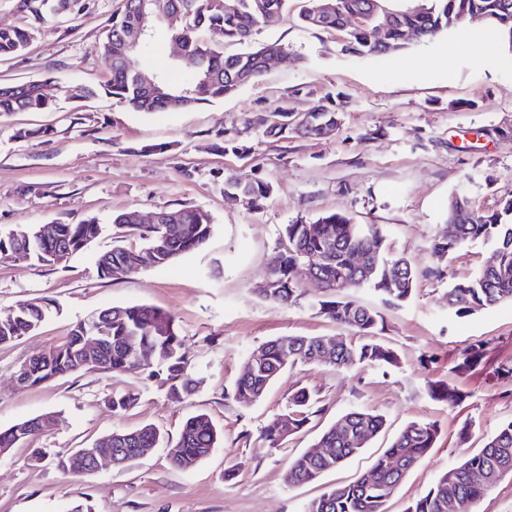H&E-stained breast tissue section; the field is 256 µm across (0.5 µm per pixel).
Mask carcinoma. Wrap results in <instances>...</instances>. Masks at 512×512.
<instances>
[{"label":"carcinoma","instance_id":"carcinoma-1","mask_svg":"<svg viewBox=\"0 0 512 512\" xmlns=\"http://www.w3.org/2000/svg\"><path fill=\"white\" fill-rule=\"evenodd\" d=\"M342 12L333 14L323 24L313 16V0H304L300 14L309 29L343 31L346 41L342 51L353 55H388L405 49L407 33L416 32L419 39H431L463 22L464 12L484 15L489 27L512 45V0H427L429 5L393 13L391 24L381 27L385 11L381 0H340ZM288 0H153L147 5L150 24L157 29L168 16L178 14L182 23L167 28L172 39L181 42V60L172 69L184 74L180 82L169 74L129 67V39L139 18V0H124L120 13L112 16L97 52L104 60L109 79L103 91L139 112L192 108L212 98L237 91L260 77L277 43L264 44L245 52L226 55L224 45L250 42L255 29L279 18ZM79 0H19V9L35 24L45 13H72ZM363 17L361 25L347 26L352 15ZM34 27L0 28V57L14 56L25 50ZM58 98L56 81L46 78L18 85L0 86V116L11 112H45ZM281 123L266 128V133L287 139L293 134L312 139L321 138L340 125V114L324 108L308 112L304 125L289 114L280 116ZM272 187L266 182L245 176L224 180V195L244 197L252 203L267 198ZM160 225L139 223L140 212L126 211L112 216V224L127 236L142 241L139 247L115 248L97 256L101 276L120 280L143 270L165 266L176 258L202 247L212 231L210 217L202 211L184 207L162 208ZM448 222L454 233L433 239L430 254L433 266L427 273L437 280L448 277V263L457 251L474 245L489 246L498 254L495 265H486L475 274L448 282V311L457 317L470 315L500 302L512 301V200L499 205L491 214L475 210L467 197L458 195L448 201ZM102 232L94 218L81 224H59L55 237L47 240L29 225L0 230V262L23 249L28 257L46 265L57 266L56 255L66 259L84 249ZM279 266L272 277L276 288H257L261 299L277 305H291L300 299L297 272L309 260H315L316 274L325 287V296L312 306L340 326L359 333V343L336 342L329 336H280L251 350L233 385L236 401L250 405L259 401L276 377L297 363L328 364L348 368L356 363L371 362L379 367L399 363L394 349L374 339L381 316L371 308L350 299L353 291L367 288L389 306L405 303L416 288L419 271L403 255L390 251L379 228L351 223L344 214L319 217L312 224H287ZM360 253L377 266V276L366 282L360 269L350 264L353 254ZM48 305L22 303L0 312V345L12 343L35 331L44 321ZM155 350L159 368L136 365L129 351L131 338ZM97 342L99 359L85 360L86 348ZM485 347L477 345L465 351L459 369L463 372L480 364ZM98 370L112 373L140 372L158 379L169 397L179 401L196 387L190 372V356L180 329L169 313L143 304L106 307L90 321L78 322L65 340L44 352L30 356L21 365L18 376L24 387H37L60 378ZM137 395L128 392L114 395L107 403L112 413L128 410ZM315 414L309 392L300 388L288 402V410L271 420L261 431L271 448L280 447L290 435L299 432ZM50 414L19 422L0 431V448H15L29 438L51 427ZM383 415L366 410L346 413L341 422L329 427L315 444L330 448L328 458H315L302 453L289 463L288 480L294 485L308 483L358 454L364 444L360 434L372 439L384 427ZM438 436L434 422H411L396 436L391 445L376 459L369 472L355 482L337 486L311 501L305 512H386L385 504L406 474L430 450ZM219 439L216 426L205 415L190 417L176 442L169 447L172 466L189 469L207 458ZM159 433L150 426L112 432V452L116 461L126 465L135 461L141 448L158 444ZM489 469L501 474L512 473V421L503 425L475 454L443 471L424 496L408 512H448V479H453L458 503L457 512H472V506L492 487L484 478Z\"/></svg>","mask_w":512,"mask_h":512}]
</instances>
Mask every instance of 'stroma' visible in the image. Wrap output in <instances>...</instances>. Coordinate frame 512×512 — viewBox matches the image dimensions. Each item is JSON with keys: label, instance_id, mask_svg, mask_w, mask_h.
I'll return each instance as SVG.
<instances>
[{"label": "stroma", "instance_id": "1", "mask_svg": "<svg viewBox=\"0 0 512 512\" xmlns=\"http://www.w3.org/2000/svg\"><path fill=\"white\" fill-rule=\"evenodd\" d=\"M301 5L294 0L251 39L281 44L285 59L235 93L186 110L144 113L88 96L109 76L96 47L123 0H83L79 12L38 25L21 54L0 58V86L50 76L66 89L53 111L0 117V227L89 218L104 226L67 266L22 257L0 262V311L23 302L51 305L36 331L0 345V430L44 413L56 418L29 447L0 457V512H67L79 503L92 512H304L325 491L366 473L409 422L430 421L438 428L434 448L387 504L388 512H407L441 472L512 421V379L494 375L499 365L512 364V302L459 318L448 311L446 283L426 274L451 196H466L485 214L512 199V46L502 42L496 52L476 56L473 40L483 23L468 19L434 39H412L393 56H352L342 52L340 33L303 27ZM319 106L341 114L338 128L321 139L278 140L260 123L277 109L306 113ZM39 127L50 135L15 136L17 129ZM224 132L237 137L243 152L220 149ZM231 175L269 183L272 192L260 206L244 205L224 194ZM160 207L206 212L211 237L167 266L122 280L101 277L97 254L121 243L113 215ZM329 213L377 225L421 273L399 307L366 289L353 294L382 316L377 335L396 350L399 364L342 371L297 365L259 402L241 406L231 385L253 348L280 336H355L311 308L322 290L305 272L297 274L302 298L296 304H271L254 291L279 256L284 225ZM128 304L175 317L198 381L181 401L134 372L17 385L29 356L58 344L97 311ZM481 342V364L459 372L464 351ZM436 384L458 389L462 400L434 399ZM303 386L319 415L281 447H268L261 428ZM116 391L137 395L118 416L105 403ZM353 409L382 414L383 431L317 480L289 484L290 460L311 451ZM197 414L209 416L222 439L193 469L173 467L162 445L124 470L107 463L91 474L57 467L58 457L117 429L151 424L163 438L177 439Z\"/></svg>", "mask_w": 512, "mask_h": 512}]
</instances>
